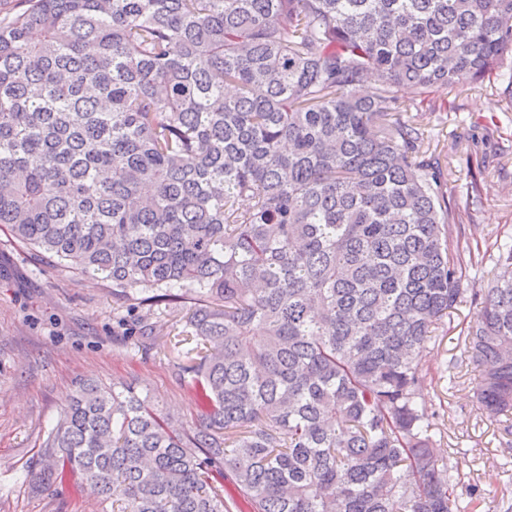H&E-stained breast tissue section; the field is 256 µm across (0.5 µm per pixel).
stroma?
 I'll use <instances>...</instances> for the list:
<instances>
[{
  "label": "stroma",
  "mask_w": 512,
  "mask_h": 512,
  "mask_svg": "<svg viewBox=\"0 0 512 512\" xmlns=\"http://www.w3.org/2000/svg\"><path fill=\"white\" fill-rule=\"evenodd\" d=\"M454 110H446V102ZM426 103L431 149L443 159V189L462 208L453 247L473 257L456 329L439 330L421 364V399L435 411L433 436L462 474L458 507L479 496L485 512H512V415L493 417L476 399L479 373L458 329L472 320L480 293L504 272L499 247L512 242V112L499 111L484 88H434ZM483 178L482 198L467 190ZM109 282L58 271L0 228V512H112L111 501L68 481L40 484L43 442L80 384L129 380L185 427L200 423L192 393L169 363L178 331L173 316L154 314L153 343L128 338Z\"/></svg>",
  "instance_id": "obj_1"
}]
</instances>
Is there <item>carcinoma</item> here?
Instances as JSON below:
<instances>
[{
	"label": "carcinoma",
	"instance_id": "cac0c4a2",
	"mask_svg": "<svg viewBox=\"0 0 512 512\" xmlns=\"http://www.w3.org/2000/svg\"><path fill=\"white\" fill-rule=\"evenodd\" d=\"M512 0H29L0 20V226L182 329L205 425L83 383L41 455L118 512H452L418 401L464 294L424 113L506 70ZM381 80L363 92L369 75ZM512 413V275L464 328ZM234 494H226L224 480Z\"/></svg>",
	"mask_w": 512,
	"mask_h": 512
}]
</instances>
